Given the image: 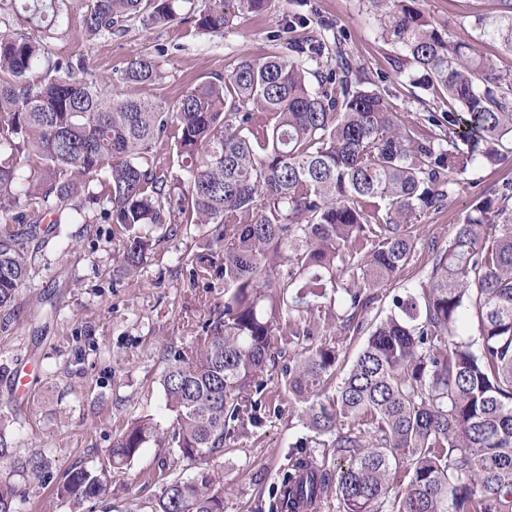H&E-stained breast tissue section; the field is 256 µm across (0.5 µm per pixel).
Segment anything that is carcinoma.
I'll list each match as a JSON object with an SVG mask.
<instances>
[{"label":"carcinoma","instance_id":"carcinoma-1","mask_svg":"<svg viewBox=\"0 0 512 512\" xmlns=\"http://www.w3.org/2000/svg\"><path fill=\"white\" fill-rule=\"evenodd\" d=\"M187 0H92L91 37L128 18L167 23ZM381 38L432 88L442 112L409 121L318 45L242 58L172 103L105 95L85 60L51 47L65 0H0L43 36L0 31V331L45 238L69 210L112 225L121 265L137 277L148 229L192 228L212 247L189 259L194 280L224 281L222 309L191 346L162 353L166 428L147 413L116 435L107 463L81 464L54 488L80 512L107 492L108 469L144 448H175L200 467L161 483L130 512H224L208 466L224 444L271 414L263 374L277 368L306 435L276 489L277 512H512V179L475 197L425 281L371 321L376 288L408 265L411 227L459 192V177L512 155V73L435 28L418 0H369ZM483 34L512 51V0ZM268 0H224L196 25L221 32ZM157 61L134 54L120 80L151 85ZM367 338L349 366L335 330ZM0 432V512L26 500L14 477H41L43 452L16 454ZM336 464H329V459Z\"/></svg>","mask_w":512,"mask_h":512}]
</instances>
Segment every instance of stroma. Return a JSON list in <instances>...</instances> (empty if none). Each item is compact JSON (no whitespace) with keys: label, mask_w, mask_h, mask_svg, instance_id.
<instances>
[{"label":"stroma","mask_w":512,"mask_h":512,"mask_svg":"<svg viewBox=\"0 0 512 512\" xmlns=\"http://www.w3.org/2000/svg\"><path fill=\"white\" fill-rule=\"evenodd\" d=\"M208 3L193 0L163 25L136 19L123 34L92 39L84 23L86 0H66L52 48L84 58L105 91L172 102L194 84L224 74L235 59L259 58L275 47L284 52L293 40L322 41L320 69L335 67L341 51L370 77L371 88L408 118L440 109L431 89L410 86L406 75L397 73L396 50L381 39L368 0H269L264 14L238 15L220 34L195 26L194 12ZM419 7L440 31L470 40L501 70H512V52L478 26L499 14V0H420ZM135 53L157 56L161 76L154 84L122 85L120 73ZM507 176L512 177V158L467 174L455 198L422 216L423 238L447 246L471 199L493 194ZM109 230L104 223L62 221L60 235L48 237L38 254V275L21 289L13 331H0L5 428L16 437L19 454L43 450L50 458L49 476L18 482L27 497L25 512H64L53 494L56 480L75 465L102 462L132 416L148 412L167 424V414L159 410L160 352L169 343L188 346L199 322L224 302L223 283L205 288L188 274L186 262L202 250V236L187 232L155 242L138 278L129 280L120 272ZM428 271V253L418 249L411 264L379 288L377 311H388L393 296L425 280ZM265 380L278 415L231 440L213 467L224 480V512H253L258 505L271 512L290 445L304 433L288 415L279 371H268ZM196 472L176 450L144 449L130 465L111 471L110 494L85 503L82 512H123L128 502L157 492V475Z\"/></svg>","instance_id":"35a3bbf8"}]
</instances>
